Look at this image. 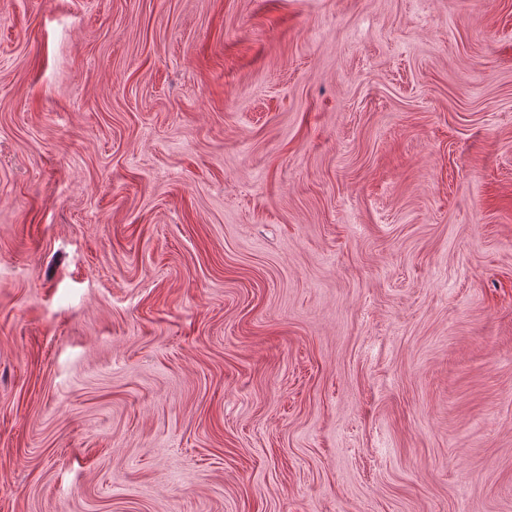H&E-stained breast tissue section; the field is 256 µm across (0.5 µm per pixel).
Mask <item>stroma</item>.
I'll use <instances>...</instances> for the list:
<instances>
[{
	"label": "stroma",
	"instance_id": "1",
	"mask_svg": "<svg viewBox=\"0 0 512 512\" xmlns=\"http://www.w3.org/2000/svg\"><path fill=\"white\" fill-rule=\"evenodd\" d=\"M0 512H512V0H0Z\"/></svg>",
	"mask_w": 512,
	"mask_h": 512
}]
</instances>
